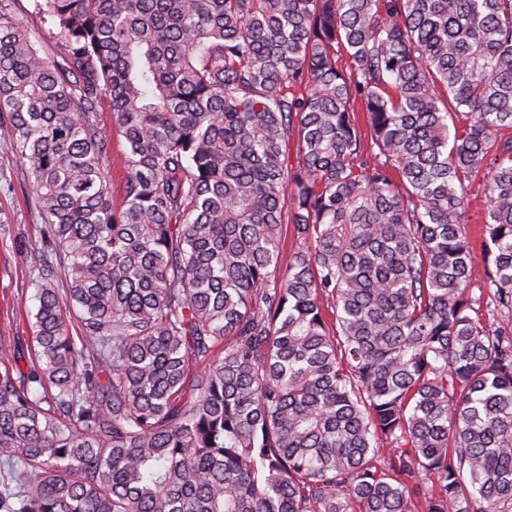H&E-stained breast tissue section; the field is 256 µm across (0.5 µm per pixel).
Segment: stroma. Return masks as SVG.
<instances>
[{
  "label": "stroma",
  "instance_id": "obj_1",
  "mask_svg": "<svg viewBox=\"0 0 512 512\" xmlns=\"http://www.w3.org/2000/svg\"><path fill=\"white\" fill-rule=\"evenodd\" d=\"M100 125L107 139V160L112 166L114 202L123 199L126 141L115 123L109 101L99 108ZM44 223L27 187V168L9 141L0 139V337L28 341L30 323L38 305V272L34 254L47 249Z\"/></svg>",
  "mask_w": 512,
  "mask_h": 512
}]
</instances>
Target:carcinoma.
Returning <instances> with one entry per match:
<instances>
[{"mask_svg": "<svg viewBox=\"0 0 512 512\" xmlns=\"http://www.w3.org/2000/svg\"><path fill=\"white\" fill-rule=\"evenodd\" d=\"M17 4L0 135L54 254L0 512H512V0H36L53 57ZM17 19L28 27L32 38L37 40L44 52L53 57L59 53L60 44L57 39V30L45 23L41 14L34 8L33 0H20L16 13ZM100 125L107 139V160L112 164V196L116 206L122 203V186L125 177L124 153L126 141L112 116V109L107 99H104L99 108ZM470 212L471 219L469 221L470 235L473 241L480 243L479 230L480 225L484 222L486 214V199L483 193L482 180H476L469 189Z\"/></svg>", "mask_w": 512, "mask_h": 512, "instance_id": "cac0c4a2", "label": "carcinoma"}]
</instances>
